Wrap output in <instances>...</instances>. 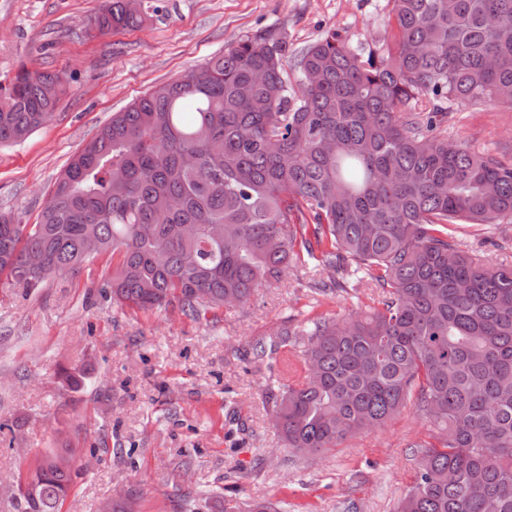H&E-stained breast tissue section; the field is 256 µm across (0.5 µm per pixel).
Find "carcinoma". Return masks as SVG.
<instances>
[{"label":"carcinoma","instance_id":"obj_1","mask_svg":"<svg viewBox=\"0 0 512 512\" xmlns=\"http://www.w3.org/2000/svg\"><path fill=\"white\" fill-rule=\"evenodd\" d=\"M381 45L334 29L285 78L275 29L229 44L112 113L71 158L38 221L0 214V281L36 289L118 257L106 294L198 317L246 304L305 254L368 285L379 306L282 328L313 377L279 386L284 445L320 452L384 424L410 399L445 437L420 457L399 512H512V265L461 248L450 224L512 218V163L448 145L444 104L512 106V0H391ZM142 0H108L88 33L141 27ZM69 92L23 66L0 85V145L50 121ZM37 252L45 263L27 264ZM70 448L40 456L20 512H61Z\"/></svg>","mask_w":512,"mask_h":512}]
</instances>
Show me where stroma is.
<instances>
[{
  "instance_id": "1",
  "label": "stroma",
  "mask_w": 512,
  "mask_h": 512,
  "mask_svg": "<svg viewBox=\"0 0 512 512\" xmlns=\"http://www.w3.org/2000/svg\"><path fill=\"white\" fill-rule=\"evenodd\" d=\"M105 0H0V82L21 66L63 72L70 84L52 120L0 146V214L35 223L71 156L113 113L173 81L225 45L266 28L297 56L333 28L354 46L376 42L390 0H143L147 22L86 34ZM450 143L512 161V107H450ZM465 250L512 263V220L458 224ZM112 256L24 291L0 286V512H19L24 481L51 448L74 450L62 512H97L124 487L137 512H398L437 430L410 403L383 426L316 457L285 448L271 390L303 380L297 345L275 359L252 348L317 316L369 309L370 292L318 295L322 267L290 268L249 303L194 318L144 311L104 296ZM82 376L73 387L60 369ZM237 417H230L228 404Z\"/></svg>"
}]
</instances>
